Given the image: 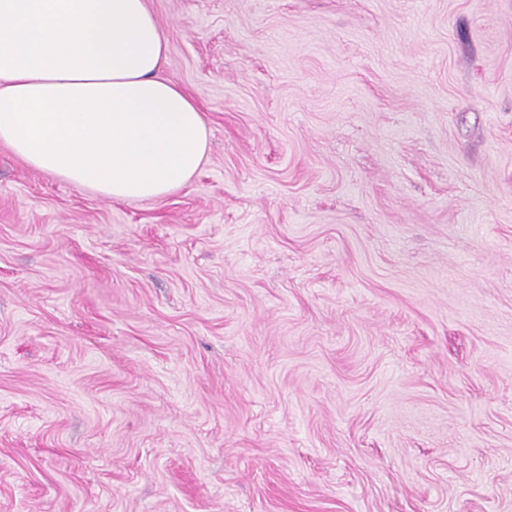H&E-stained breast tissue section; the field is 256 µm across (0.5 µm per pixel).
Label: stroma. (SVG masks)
<instances>
[{"mask_svg":"<svg viewBox=\"0 0 512 512\" xmlns=\"http://www.w3.org/2000/svg\"><path fill=\"white\" fill-rule=\"evenodd\" d=\"M149 5L188 187L0 145V512H512V0Z\"/></svg>","mask_w":512,"mask_h":512,"instance_id":"stroma-1","label":"stroma"}]
</instances>
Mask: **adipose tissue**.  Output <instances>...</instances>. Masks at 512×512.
I'll list each match as a JSON object with an SVG mask.
<instances>
[{"label":"adipose tissue","mask_w":512,"mask_h":512,"mask_svg":"<svg viewBox=\"0 0 512 512\" xmlns=\"http://www.w3.org/2000/svg\"><path fill=\"white\" fill-rule=\"evenodd\" d=\"M166 49L148 0H0V144L115 201L187 187L210 133Z\"/></svg>","instance_id":"1"}]
</instances>
